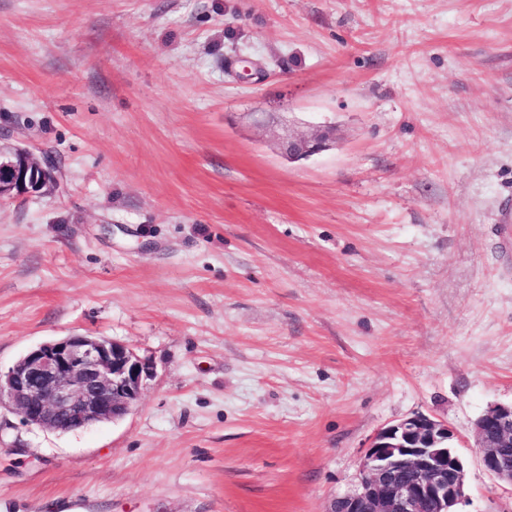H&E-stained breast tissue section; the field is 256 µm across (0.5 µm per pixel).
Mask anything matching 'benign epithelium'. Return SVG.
Masks as SVG:
<instances>
[{"label": "benign epithelium", "mask_w": 512, "mask_h": 512, "mask_svg": "<svg viewBox=\"0 0 512 512\" xmlns=\"http://www.w3.org/2000/svg\"><path fill=\"white\" fill-rule=\"evenodd\" d=\"M335 130L290 135L281 153L299 161L329 149ZM56 186L55 166L22 147L0 153V199ZM152 364L129 345L74 335L45 342L0 372V405L34 426L59 431L124 418L138 400ZM483 468L512 486V404L489 408L474 426ZM448 424L414 414L380 431L368 446L358 486L328 512H457L465 497L464 461Z\"/></svg>", "instance_id": "7a95c632"}]
</instances>
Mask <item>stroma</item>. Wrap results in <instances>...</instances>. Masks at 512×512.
Listing matches in <instances>:
<instances>
[{
    "mask_svg": "<svg viewBox=\"0 0 512 512\" xmlns=\"http://www.w3.org/2000/svg\"><path fill=\"white\" fill-rule=\"evenodd\" d=\"M332 126L288 160L279 137ZM0 370L106 336L116 423L0 407V512H328L371 438L448 422L460 512H512V0H0ZM31 172V173H30ZM56 186L55 166L22 147L0 153V199L40 193ZM483 468L512 486V404L489 408L474 426Z\"/></svg>",
    "mask_w": 512,
    "mask_h": 512,
    "instance_id": "35a3bbf8",
    "label": "stroma"
}]
</instances>
